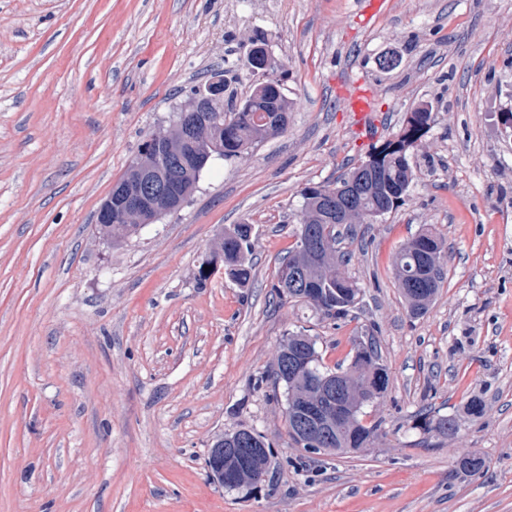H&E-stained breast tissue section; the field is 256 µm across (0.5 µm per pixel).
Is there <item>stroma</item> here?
<instances>
[{
  "label": "stroma",
  "instance_id": "stroma-1",
  "mask_svg": "<svg viewBox=\"0 0 512 512\" xmlns=\"http://www.w3.org/2000/svg\"><path fill=\"white\" fill-rule=\"evenodd\" d=\"M370 2L0 0V512H512V0ZM258 34L287 70L286 129L212 161L176 212L104 239L101 203L192 86L230 69L251 93ZM356 82L381 140L418 105L433 121L403 203L342 235L361 293L331 320L273 283L301 189L367 158L344 100ZM235 224L252 227L251 280L219 266L200 281ZM427 229L450 253L413 319L393 260ZM296 332L330 366L374 334L389 381L370 448L291 440L283 388L259 379ZM422 413L459 429L423 433ZM239 429L265 437L271 466L228 490L206 461ZM469 455L480 473L457 471Z\"/></svg>",
  "mask_w": 512,
  "mask_h": 512
}]
</instances>
